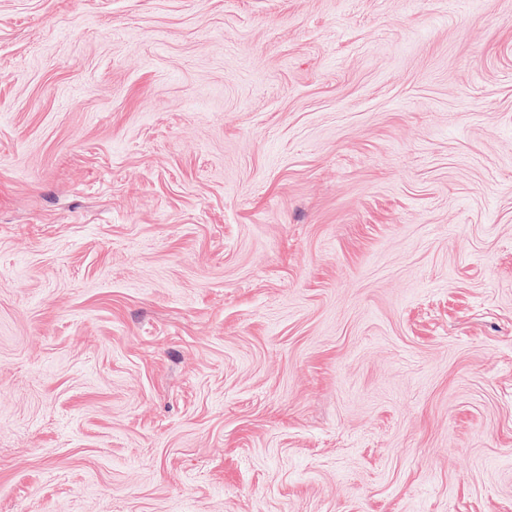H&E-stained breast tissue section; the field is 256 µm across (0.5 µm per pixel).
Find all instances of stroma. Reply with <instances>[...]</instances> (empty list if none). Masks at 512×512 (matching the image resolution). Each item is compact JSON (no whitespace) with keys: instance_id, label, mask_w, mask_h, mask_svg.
Instances as JSON below:
<instances>
[{"instance_id":"stroma-1","label":"stroma","mask_w":512,"mask_h":512,"mask_svg":"<svg viewBox=\"0 0 512 512\" xmlns=\"http://www.w3.org/2000/svg\"><path fill=\"white\" fill-rule=\"evenodd\" d=\"M0 512H512V0H0Z\"/></svg>"}]
</instances>
